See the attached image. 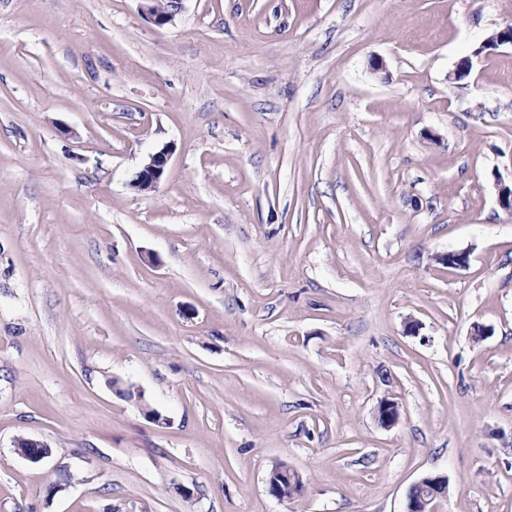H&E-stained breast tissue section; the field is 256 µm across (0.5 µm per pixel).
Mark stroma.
Here are the masks:
<instances>
[{"label": "stroma", "mask_w": 512, "mask_h": 512, "mask_svg": "<svg viewBox=\"0 0 512 512\" xmlns=\"http://www.w3.org/2000/svg\"><path fill=\"white\" fill-rule=\"evenodd\" d=\"M508 25L512 0H185L162 27L0 0V512H405L427 474L439 512H512V46L483 48ZM169 154L167 147L150 154L131 181L130 187L141 193L156 190L167 177Z\"/></svg>", "instance_id": "obj_1"}]
</instances>
